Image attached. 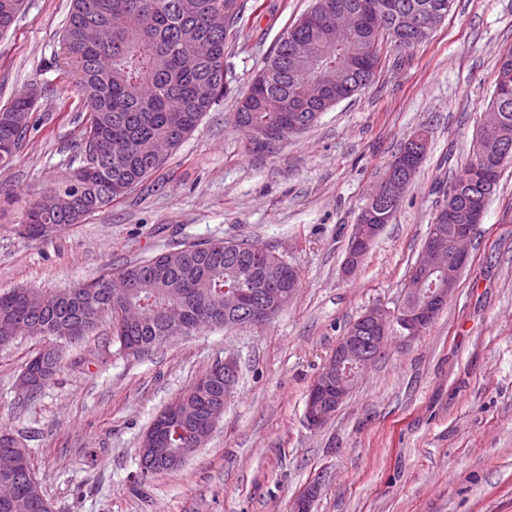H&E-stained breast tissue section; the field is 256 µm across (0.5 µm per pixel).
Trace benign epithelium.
Instances as JSON below:
<instances>
[{
	"label": "benign epithelium",
	"mask_w": 512,
	"mask_h": 512,
	"mask_svg": "<svg viewBox=\"0 0 512 512\" xmlns=\"http://www.w3.org/2000/svg\"><path fill=\"white\" fill-rule=\"evenodd\" d=\"M388 9L399 14L403 28L401 32L410 33L412 30L427 32L444 16L438 9H430L419 16L405 11L397 2L388 4ZM425 141L414 136L406 142L408 152L395 161V167L409 170L411 163L416 161L417 153L422 151ZM408 183L404 180L386 176L377 189L371 191L366 210L387 209L396 203L405 193ZM448 222L452 223L453 236L448 245L439 242L432 243L422 251L414 271L421 277L449 266L458 271L463 270L469 261L468 245L474 238L477 225L455 223L454 213L448 212ZM379 225L359 224L347 245L344 261V272L354 273L369 251L371 244L379 236ZM284 270L278 266L264 265L260 270L261 287L256 288L252 283L243 281L233 297L224 302V325H234V319L247 316L253 320H266L275 317L293 296L294 290L287 292L282 289ZM454 289L431 288L425 292L419 288L411 289L404 296L401 304L394 309L384 306H373L367 309L361 322L373 334L372 345L363 344L362 337L350 329L339 338L333 353L325 363V368L319 378L313 381L308 392L305 405V418L309 426L319 428L326 424L347 400L359 384L366 369L377 359L374 347L388 343L391 334L408 345L429 329L438 310L445 307ZM224 377V397H229L237 378V361L228 356L219 365H213L209 371L200 377L202 385L210 384L218 377ZM181 455L169 448L141 449V470L148 473L159 461H165L168 466L177 465Z\"/></svg>",
	"instance_id": "obj_1"
}]
</instances>
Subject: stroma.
Returning a JSON list of instances; mask_svg holds the SVG:
<instances>
[{"label":"stroma","instance_id":"obj_1","mask_svg":"<svg viewBox=\"0 0 512 512\" xmlns=\"http://www.w3.org/2000/svg\"><path fill=\"white\" fill-rule=\"evenodd\" d=\"M314 4L248 0L226 49L238 88ZM69 9L70 0H25L0 34V107L37 98L21 150L0 171V292L53 293L184 242L224 239L276 250L299 288L265 326L206 328L140 358L115 355L102 323L66 348L31 401L16 384L45 339L0 350V428L23 438L53 512H289L312 484V512H512V163L427 333L391 340L326 425L304 417L344 330L403 298L440 188L467 164L499 56L512 48V0H453L425 40L385 46L361 94L266 148L235 127L227 97L125 199L29 241L16 233L27 208L83 160L88 113L56 67ZM422 126L430 147L401 208L343 277L370 192ZM229 354L238 383L206 445L137 484L139 441L156 414Z\"/></svg>","mask_w":512,"mask_h":512}]
</instances>
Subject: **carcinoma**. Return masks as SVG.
Returning a JSON list of instances; mask_svg holds the SVG:
<instances>
[{
  "instance_id": "1",
  "label": "carcinoma",
  "mask_w": 512,
  "mask_h": 512,
  "mask_svg": "<svg viewBox=\"0 0 512 512\" xmlns=\"http://www.w3.org/2000/svg\"><path fill=\"white\" fill-rule=\"evenodd\" d=\"M360 0H316L313 22L298 20L287 29L237 101L235 125L246 132L254 127L281 130L261 142L269 146L295 131L288 129L295 113L288 100L300 95L311 77L329 80L326 96L310 105V127L321 113L336 105V97L350 98V85L381 62L383 47L400 27L396 15L370 18L342 41L333 25L336 11L357 6ZM24 0H0V33L21 11ZM246 9L242 0H71L62 31L63 57L59 70L76 79V89L89 112L79 148L83 165L57 180L27 210L19 234L44 241L67 226L123 199L147 180L164 160H150L146 148L157 139L177 147L202 118L232 94L225 55L228 40L236 37ZM33 111L18 96L0 108V167L6 168L21 149ZM512 145V49L500 58L493 100L480 125L464 174L448 181L450 195L429 224L427 236L448 240L451 230L444 210L458 212L456 223H468L474 207L486 208L512 151L495 165L482 163L486 152ZM281 256L256 244L243 254L231 241L183 243L174 250L129 263L115 272L77 282L57 293L56 305L40 310L42 293L17 288L0 293V323L13 325L19 336H41L53 349L39 351L25 371L49 368L57 373L64 347L81 342L107 319L112 325L114 354H148L174 338L192 336L206 327L224 326V298L238 286L249 268ZM111 278L131 284L124 298L112 297ZM141 310V320L129 323L119 310L124 304ZM195 383L177 399L196 425H204L209 407L224 402V385H214L199 397ZM185 426L169 427L163 447L190 453L196 449ZM18 453L22 463L11 476L16 491L0 512H52L38 481L28 449L13 433L0 430V453Z\"/></svg>"
}]
</instances>
